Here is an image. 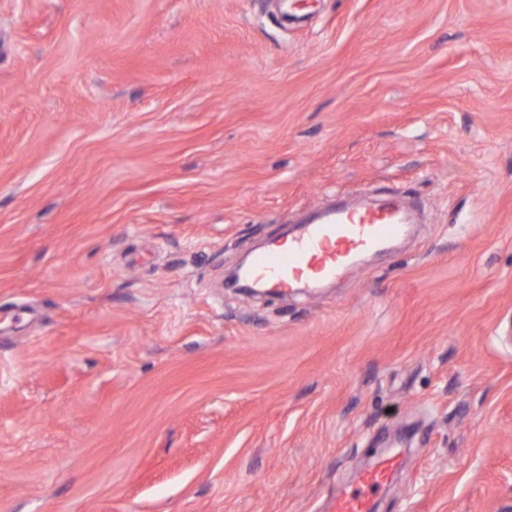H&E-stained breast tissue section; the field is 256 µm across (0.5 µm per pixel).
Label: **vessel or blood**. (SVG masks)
<instances>
[{"instance_id":"obj_1","label":"vessel or blood","mask_w":512,"mask_h":512,"mask_svg":"<svg viewBox=\"0 0 512 512\" xmlns=\"http://www.w3.org/2000/svg\"><path fill=\"white\" fill-rule=\"evenodd\" d=\"M408 214L404 199L396 195L371 209L336 207L316 213L287 241L255 253L247 275L281 294L302 284L335 279L359 254L401 236ZM400 467L398 454L377 456L354 486L336 499L333 512H373L374 496Z\"/></svg>"}]
</instances>
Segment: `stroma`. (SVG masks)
<instances>
[{
  "label": "stroma",
  "instance_id": "35a3bbf8",
  "mask_svg": "<svg viewBox=\"0 0 512 512\" xmlns=\"http://www.w3.org/2000/svg\"><path fill=\"white\" fill-rule=\"evenodd\" d=\"M0 0V512H512V0ZM415 237L226 282L329 201ZM400 467L398 452L380 454L373 465L359 474L355 485L336 499L332 512H373L374 496Z\"/></svg>",
  "mask_w": 512,
  "mask_h": 512
}]
</instances>
